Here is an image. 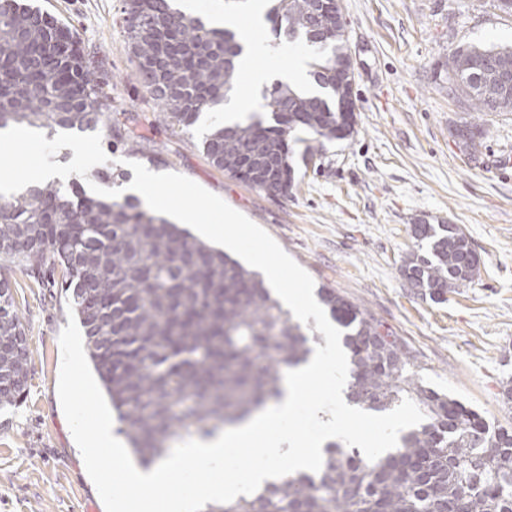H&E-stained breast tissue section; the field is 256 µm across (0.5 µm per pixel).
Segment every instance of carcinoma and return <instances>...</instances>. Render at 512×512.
Returning a JSON list of instances; mask_svg holds the SVG:
<instances>
[{
    "label": "carcinoma",
    "instance_id": "carcinoma-1",
    "mask_svg": "<svg viewBox=\"0 0 512 512\" xmlns=\"http://www.w3.org/2000/svg\"><path fill=\"white\" fill-rule=\"evenodd\" d=\"M318 0H272L266 18L276 38L303 37L316 47L311 75L322 92L276 84L264 108L275 124L217 127L202 142L211 164L252 189L286 196L295 181L288 137L345 140L356 121L340 112L336 63L346 53ZM124 32L136 80L169 125L191 127L236 84L243 47L230 30L208 29L169 0H124ZM0 129L27 124L48 130L106 131L112 151L142 148L132 114L112 116V96L81 47L77 31L20 0H0ZM512 64V46H459L448 55L451 91L472 112H512L486 64ZM457 137L470 154L477 133ZM417 252L403 273L421 295L441 300L471 282L478 260L467 236L450 224H414ZM19 240L28 242L17 251ZM21 268L60 288L88 339L93 369L119 416L139 465L166 458L185 436L238 425L278 400L282 372L308 362L314 327L271 295L263 276L198 240L135 195L103 197L74 183L19 196L0 195V409L23 398L30 373L27 336L8 274ZM342 332L349 402L383 412L409 398L423 423L403 431L395 448L370 462L358 448L326 445L317 472L299 471L251 498L208 503L203 512H512V430L423 384L413 359L383 324L336 289L317 291Z\"/></svg>",
    "mask_w": 512,
    "mask_h": 512
}]
</instances>
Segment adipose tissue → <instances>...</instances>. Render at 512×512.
Here are the masks:
<instances>
[{"label":"adipose tissue","instance_id":"1","mask_svg":"<svg viewBox=\"0 0 512 512\" xmlns=\"http://www.w3.org/2000/svg\"><path fill=\"white\" fill-rule=\"evenodd\" d=\"M203 21L208 28H226L241 34L240 43L243 51L237 59V65L248 76L249 90L244 94L229 93L220 104L219 119L224 125L232 126L245 122L249 117L248 108L251 102L265 86L273 81H285L299 89L312 91L313 85L308 74L307 55L296 56L292 67L287 70L275 66L264 70L253 68L254 58L267 56L274 59L279 54L278 49L273 48L261 36L265 27V19L256 8L254 0H240L237 7L204 16Z\"/></svg>","mask_w":512,"mask_h":512}]
</instances>
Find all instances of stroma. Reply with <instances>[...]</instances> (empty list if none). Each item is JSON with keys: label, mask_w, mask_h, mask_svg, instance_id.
Wrapping results in <instances>:
<instances>
[{"label": "stroma", "mask_w": 512, "mask_h": 512, "mask_svg": "<svg viewBox=\"0 0 512 512\" xmlns=\"http://www.w3.org/2000/svg\"><path fill=\"white\" fill-rule=\"evenodd\" d=\"M74 25L112 96L134 112L174 172L221 197L268 232L313 278L371 313L416 359L426 385L489 421L512 428L501 397L512 376V112L477 114L448 90L444 63L458 45H512V12L497 0H340L346 48L356 69L357 131L345 140L294 144L299 164L285 197L231 179L206 158L200 127L168 126L135 69L123 32V0H27ZM482 131L476 155L456 132ZM415 224H452L479 259L474 283L439 301L420 295L401 268L417 243ZM11 292L27 333L31 373L23 401L0 409V512H105L57 394L59 336L68 297L22 270Z\"/></svg>", "instance_id": "obj_1"}]
</instances>
